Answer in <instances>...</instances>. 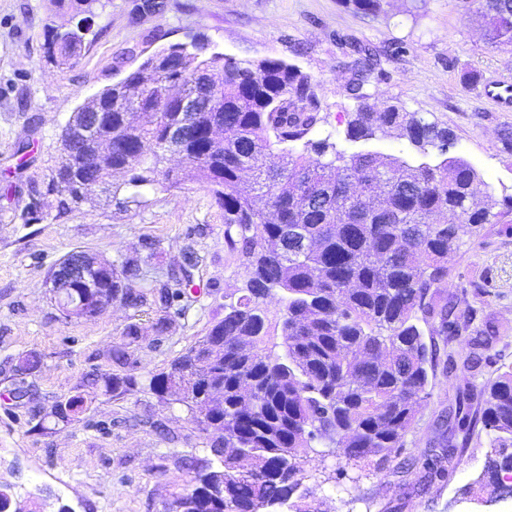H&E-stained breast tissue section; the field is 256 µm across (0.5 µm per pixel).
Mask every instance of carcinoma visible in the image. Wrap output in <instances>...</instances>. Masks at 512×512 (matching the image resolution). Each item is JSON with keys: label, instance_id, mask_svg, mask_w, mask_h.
<instances>
[{"label": "carcinoma", "instance_id": "cac0c4a2", "mask_svg": "<svg viewBox=\"0 0 512 512\" xmlns=\"http://www.w3.org/2000/svg\"><path fill=\"white\" fill-rule=\"evenodd\" d=\"M81 16L75 27L53 33L48 57L60 65L81 54L89 18L101 0H69ZM487 40L512 50V0H482ZM207 44H172L147 54L124 78L98 92L104 119L123 146L93 170L66 157L67 129L52 189L63 206H76L113 186L117 173L137 201L148 186L175 187L197 179L224 209V240L251 268L245 293L224 306L195 345L152 375L149 389L182 403L209 439L207 459L192 462L195 475L168 501L180 512H279L301 486L300 464L312 443L327 440L347 459L388 457L403 447L422 401L429 397L440 347L437 338L466 335L485 347L488 328L461 315L441 296L448 253L459 232L489 221L498 201L479 171L461 157L436 164L410 161L378 150L350 155L331 136L312 140L319 101L315 86L297 66L278 59L238 61L206 54ZM381 66L369 47L351 67L357 103L346 137L371 143L391 134L423 157L448 144L451 132L414 112L387 103L372 107L371 86ZM174 84L186 95L206 91L215 108L178 112L165 94ZM138 114L134 126L128 113ZM185 124L183 168L163 169L167 129ZM450 219L440 223L437 215ZM98 286L130 307L151 299L163 311L180 300L185 277H172L145 292L132 287L138 261L99 262ZM81 281L54 296L82 295ZM283 293L280 321L270 322L263 300ZM109 351L117 373L90 374L84 383L108 398L132 391L137 379L130 348L139 330ZM223 389V399L208 391ZM87 410L83 395L58 404L64 425ZM464 439L486 432L484 486L495 491L498 472H512V364L502 365L477 392H464L448 411ZM447 453L425 462L427 478L443 479ZM17 497L0 484V512H14Z\"/></svg>", "mask_w": 512, "mask_h": 512}]
</instances>
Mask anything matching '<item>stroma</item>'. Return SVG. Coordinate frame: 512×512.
<instances>
[{
	"label": "stroma",
	"mask_w": 512,
	"mask_h": 512,
	"mask_svg": "<svg viewBox=\"0 0 512 512\" xmlns=\"http://www.w3.org/2000/svg\"><path fill=\"white\" fill-rule=\"evenodd\" d=\"M102 0L88 44L67 64L46 54L50 33L76 22L58 0H0V482L22 495L50 489L73 512H160L162 501L191 476V459L210 458L206 434L184 406L148 388L152 374L205 335L243 294L248 270L224 241V211L208 187L185 181L143 190L119 205L97 193L80 207H60L50 189L61 131L83 100L123 78L141 58L173 43L204 40L209 52L238 60L279 59L319 85L317 128L339 148L354 102L349 66L359 44L383 55L373 78L374 105L390 101L448 128V153L468 160L498 206L478 231L463 229L448 256L442 292L459 311L499 326L476 370L437 366L435 385L402 448L384 463L345 465L326 443H315L299 496L301 512H512V494L473 493L482 478L487 445H470L447 480L419 488L404 461L424 462L451 433L443 416L457 390L482 383L512 363V127L505 111L482 97V83L512 78V52L488 45L477 0H384L375 14L346 0ZM37 219L25 223L28 211ZM85 250L112 263L140 258L135 285L167 281L181 268L192 277L185 297L169 311L170 328L156 335L154 303L133 308L113 302L91 318H64L46 287L50 269ZM135 325L134 391L118 399L93 397L78 421L56 425L52 412L76 394L90 373H111L107 357ZM41 359L19 377L21 356ZM27 391L12 396L16 384ZM46 431L33 432L36 422Z\"/></svg>",
	"instance_id": "1"
}]
</instances>
